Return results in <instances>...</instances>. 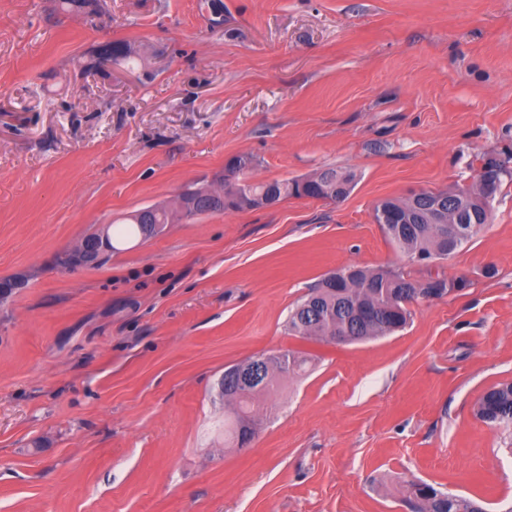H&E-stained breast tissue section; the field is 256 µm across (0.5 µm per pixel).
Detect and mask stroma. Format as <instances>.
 <instances>
[{"mask_svg": "<svg viewBox=\"0 0 512 512\" xmlns=\"http://www.w3.org/2000/svg\"><path fill=\"white\" fill-rule=\"evenodd\" d=\"M0 0V512H411L442 484L512 512V429L476 415L512 381V178L465 248L409 263L375 205L471 184L512 153V0ZM134 61L97 63L110 42ZM356 175L58 254L188 186ZM465 277L405 329L351 344L288 330L328 272ZM311 357L224 442L226 367Z\"/></svg>", "mask_w": 512, "mask_h": 512, "instance_id": "1", "label": "stroma"}]
</instances>
